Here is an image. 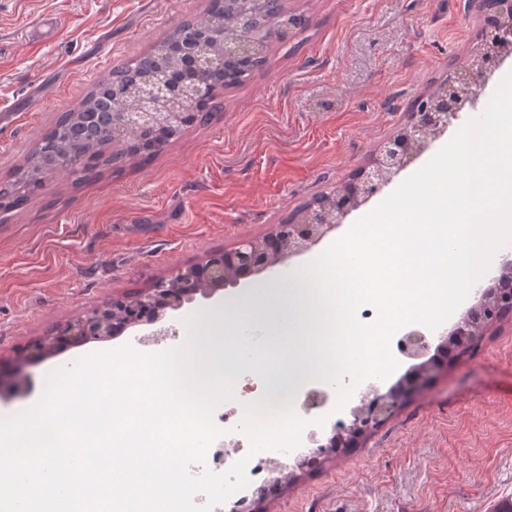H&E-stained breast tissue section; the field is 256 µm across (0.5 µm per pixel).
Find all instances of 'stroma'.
<instances>
[{
  "mask_svg": "<svg viewBox=\"0 0 512 512\" xmlns=\"http://www.w3.org/2000/svg\"><path fill=\"white\" fill-rule=\"evenodd\" d=\"M206 0H0V182L41 133L113 65L153 47ZM304 24L273 40L266 66L216 94L222 108L164 151L84 181L62 171L19 207L0 210V365L112 295L232 249L336 185L404 127L414 101L481 47L471 0H284ZM53 18L48 42L27 31ZM374 196L318 244L332 245L376 209ZM304 254L243 280L223 297L167 311L187 336L214 309L246 312L258 286H292ZM119 337L25 366L24 396L0 397V417L33 406L48 375L77 358L135 346ZM512 497V318L449 357L430 383L346 455L278 482L263 512H487Z\"/></svg>",
  "mask_w": 512,
  "mask_h": 512,
  "instance_id": "obj_1",
  "label": "stroma"
}]
</instances>
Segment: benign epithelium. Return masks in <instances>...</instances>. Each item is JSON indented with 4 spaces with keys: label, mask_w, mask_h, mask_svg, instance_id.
Segmentation results:
<instances>
[{
    "label": "benign epithelium",
    "mask_w": 512,
    "mask_h": 512,
    "mask_svg": "<svg viewBox=\"0 0 512 512\" xmlns=\"http://www.w3.org/2000/svg\"><path fill=\"white\" fill-rule=\"evenodd\" d=\"M477 9L491 10L498 23L487 26L482 34L484 46L492 49H512V0H477ZM224 44V57L245 62L259 61L263 51L252 41L216 20L196 29L195 37L179 46L177 67L158 75H143L136 94L126 106L125 112L110 115L106 127L112 138L146 127L163 135L153 151L165 149L169 142L164 136L172 134L183 125L190 105L205 93L192 73L212 63L209 45L216 41ZM497 57L480 53L468 71L459 72L435 89L438 106L430 111L414 112L408 124L398 133L385 139L375 156L355 182L342 186L321 203H313L300 210L289 222L276 224L272 234L262 238H244L238 244L220 254L209 256L196 267H184L149 288L135 295L114 296L104 302L92 314L66 324L60 339L52 346L44 342L35 344L28 352L33 360L55 353L61 344L72 347L90 342L105 341L119 334L128 326L154 325L165 318L168 309L178 310L200 295L211 298L218 292L240 285L241 280L260 275L286 259L311 250L321 239L339 224L354 208L381 193L407 166L413 148L426 144L443 135L459 118L454 106L461 89L473 88ZM432 343L420 331H411L400 340V353L410 359L426 357ZM366 396L372 403V414L378 425L386 422L396 411L391 405V395L381 392L372 383ZM342 435L362 436L373 431L371 425L362 424V416L355 415L342 423Z\"/></svg>",
    "instance_id": "benign-epithelium-1"
}]
</instances>
